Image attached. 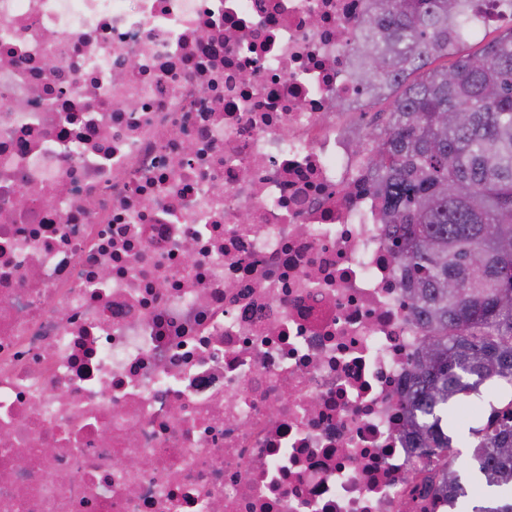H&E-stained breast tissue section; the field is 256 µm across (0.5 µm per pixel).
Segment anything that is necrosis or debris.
<instances>
[{"label":"necrosis or debris","instance_id":"1","mask_svg":"<svg viewBox=\"0 0 512 512\" xmlns=\"http://www.w3.org/2000/svg\"><path fill=\"white\" fill-rule=\"evenodd\" d=\"M365 3L0 0V512H443Z\"/></svg>","mask_w":512,"mask_h":512}]
</instances>
